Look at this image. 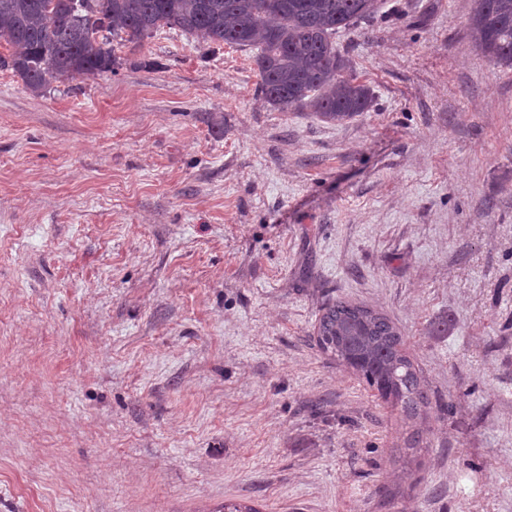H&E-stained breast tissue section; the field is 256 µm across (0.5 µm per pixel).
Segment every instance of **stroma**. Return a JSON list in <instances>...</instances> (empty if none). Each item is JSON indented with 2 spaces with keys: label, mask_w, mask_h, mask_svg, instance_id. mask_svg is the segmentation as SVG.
<instances>
[{
  "label": "stroma",
  "mask_w": 512,
  "mask_h": 512,
  "mask_svg": "<svg viewBox=\"0 0 512 512\" xmlns=\"http://www.w3.org/2000/svg\"><path fill=\"white\" fill-rule=\"evenodd\" d=\"M472 4L338 33L342 125L175 28L38 95L0 69V512H512V71ZM334 297L399 328L423 418L319 349Z\"/></svg>",
  "instance_id": "35a3bbf8"
}]
</instances>
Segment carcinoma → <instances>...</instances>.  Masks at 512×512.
<instances>
[{"label": "carcinoma", "mask_w": 512, "mask_h": 512, "mask_svg": "<svg viewBox=\"0 0 512 512\" xmlns=\"http://www.w3.org/2000/svg\"><path fill=\"white\" fill-rule=\"evenodd\" d=\"M378 0H0V69L34 93L53 81L114 71L112 41L134 51L178 28L206 46L254 48L256 94L279 112L343 124L368 111L370 86L351 74L336 34L377 12ZM470 28L493 64L512 69V0H473ZM317 343L392 407L415 418L431 393L384 313L329 300Z\"/></svg>", "instance_id": "obj_1"}]
</instances>
